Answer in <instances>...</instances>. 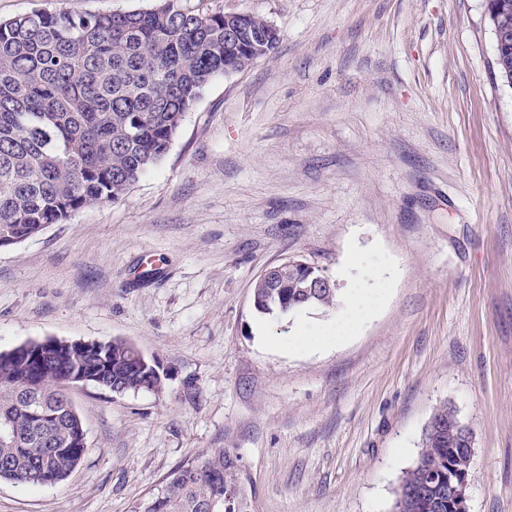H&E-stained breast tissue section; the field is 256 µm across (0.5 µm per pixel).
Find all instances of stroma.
Here are the masks:
<instances>
[{
  "label": "stroma",
  "mask_w": 512,
  "mask_h": 512,
  "mask_svg": "<svg viewBox=\"0 0 512 512\" xmlns=\"http://www.w3.org/2000/svg\"><path fill=\"white\" fill-rule=\"evenodd\" d=\"M154 0H0L128 11ZM260 16L269 55L213 79L116 203L0 249V351L135 344L160 391L70 398L88 450L64 481L0 480V512H132L211 448L241 512H392L446 404L474 436L469 512H512V89L484 0H183ZM296 258L376 273L343 343H294L252 287Z\"/></svg>",
  "instance_id": "stroma-1"
}]
</instances>
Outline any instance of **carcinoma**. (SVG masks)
Returning a JSON list of instances; mask_svg holds the SVG:
<instances>
[{
    "label": "carcinoma",
    "instance_id": "1",
    "mask_svg": "<svg viewBox=\"0 0 512 512\" xmlns=\"http://www.w3.org/2000/svg\"><path fill=\"white\" fill-rule=\"evenodd\" d=\"M498 75L512 88V0H485ZM251 53L224 46V13L158 0L149 9L72 13L35 11L0 22V236H35L79 209L118 201L166 154L186 112L220 74L239 72ZM306 282L259 288L263 315L301 308L332 309L336 295L320 300ZM130 343L114 340L101 351L72 352L66 360H0V421L12 435L0 438V480L31 486L55 484L76 448L75 426L53 384L61 367L105 374L124 392L150 389L154 369L134 367ZM41 403L25 402L26 384ZM455 411L444 404L429 423L419 458L401 485L442 493L440 501L414 494L405 512H453L448 472L472 460L449 432ZM233 461L208 450L173 470L163 492L139 500L132 512H237L224 474Z\"/></svg>",
    "mask_w": 512,
    "mask_h": 512
}]
</instances>
